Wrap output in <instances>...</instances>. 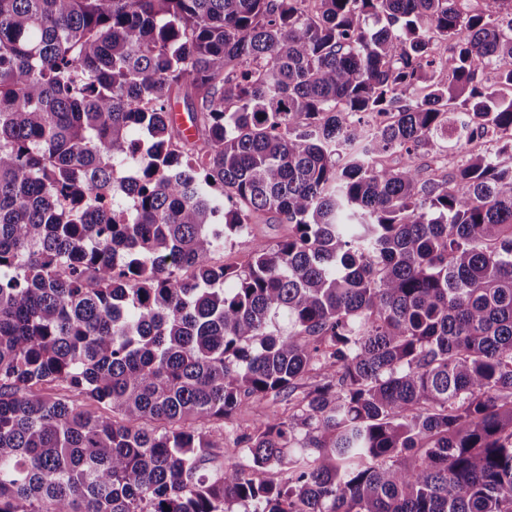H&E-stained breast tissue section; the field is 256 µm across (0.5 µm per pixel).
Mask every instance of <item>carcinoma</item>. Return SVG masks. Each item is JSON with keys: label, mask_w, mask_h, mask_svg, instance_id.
Segmentation results:
<instances>
[{"label": "carcinoma", "mask_w": 512, "mask_h": 512, "mask_svg": "<svg viewBox=\"0 0 512 512\" xmlns=\"http://www.w3.org/2000/svg\"><path fill=\"white\" fill-rule=\"evenodd\" d=\"M471 2L0 0V512H512V0ZM461 159L462 154H460L456 150H449L446 152L445 148L441 150L438 148H434L429 151L428 155H425V157L420 160V163H422L423 165L431 164L433 168L444 165L445 173H451L454 171L456 166L460 164ZM284 231L278 224H253L249 235L235 237L224 246V254H217L215 261L224 264L243 262L251 251L254 243L259 240L272 241Z\"/></svg>", "instance_id": "cac0c4a2"}]
</instances>
